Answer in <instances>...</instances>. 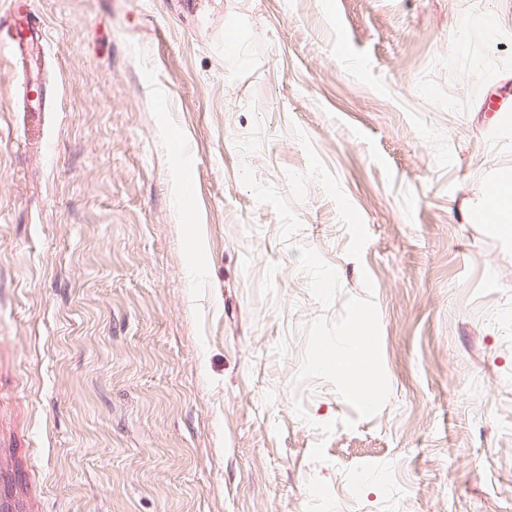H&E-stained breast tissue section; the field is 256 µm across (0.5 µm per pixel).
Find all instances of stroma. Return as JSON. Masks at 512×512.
Here are the masks:
<instances>
[{
  "instance_id": "stroma-1",
  "label": "stroma",
  "mask_w": 512,
  "mask_h": 512,
  "mask_svg": "<svg viewBox=\"0 0 512 512\" xmlns=\"http://www.w3.org/2000/svg\"><path fill=\"white\" fill-rule=\"evenodd\" d=\"M0 0V474L14 512H512V0ZM236 27L240 52L224 55ZM50 83L43 112L14 104ZM281 238L242 168L289 194ZM194 200L179 202L173 143ZM374 283L390 396L355 429L298 380ZM307 413L299 418L295 401ZM324 443L326 462L310 459ZM8 43L10 46V50L14 53H18L20 55L27 54L28 56H32L33 52L39 50L43 47L44 38L43 37H33L30 38H17L15 34L10 33L9 31L4 32L0 25V51L1 45L3 43ZM486 202L491 205V210L503 230L512 234V183L511 180L498 182L487 195Z\"/></svg>"
}]
</instances>
